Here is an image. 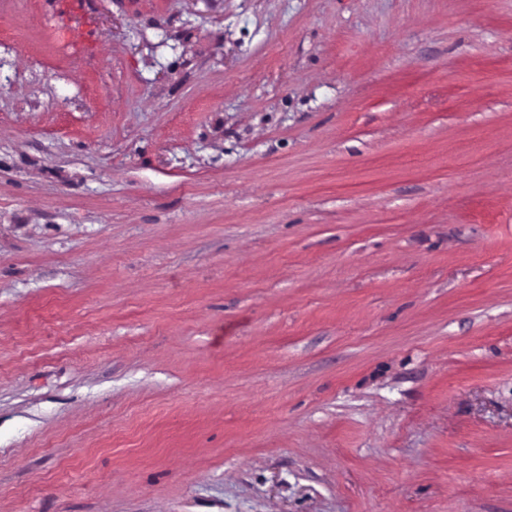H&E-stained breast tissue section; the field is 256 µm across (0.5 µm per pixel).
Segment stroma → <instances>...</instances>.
<instances>
[{
  "mask_svg": "<svg viewBox=\"0 0 512 512\" xmlns=\"http://www.w3.org/2000/svg\"><path fill=\"white\" fill-rule=\"evenodd\" d=\"M0 6V512H512V0Z\"/></svg>",
  "mask_w": 512,
  "mask_h": 512,
  "instance_id": "obj_1",
  "label": "stroma"
}]
</instances>
